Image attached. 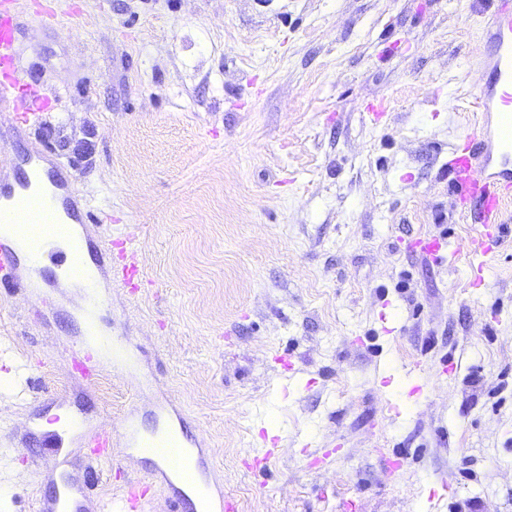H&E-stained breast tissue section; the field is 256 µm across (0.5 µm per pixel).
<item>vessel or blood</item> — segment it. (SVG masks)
<instances>
[{"instance_id": "1", "label": "vessel or blood", "mask_w": 512, "mask_h": 512, "mask_svg": "<svg viewBox=\"0 0 512 512\" xmlns=\"http://www.w3.org/2000/svg\"><path fill=\"white\" fill-rule=\"evenodd\" d=\"M14 2L0 0V108L11 109L16 125L22 127L47 110L49 100L21 75ZM487 43L483 82L475 98L479 118L463 144L451 148L446 168L455 203L476 211L468 247L480 258L499 248L502 239L497 232L505 222L506 206L512 202V0H496ZM22 166L20 180L9 182L0 177V285L15 283L39 292L38 261L56 259L62 279L81 290L83 342L94 344L109 361L113 374L124 377L127 342L101 328L102 303L87 271L92 230L99 219L88 201L72 191L60 164L43 150H31ZM121 429L126 447L148 457L153 475L170 483L174 512H234L233 505L215 496L204 479L202 453L195 439L169 426L141 431L132 411L124 416ZM113 444L107 429L84 441L94 461L111 460ZM84 491V486L65 483L54 497L40 504L38 512H84L79 500ZM148 491V486L140 483L128 484L113 498V512H141Z\"/></svg>"}]
</instances>
